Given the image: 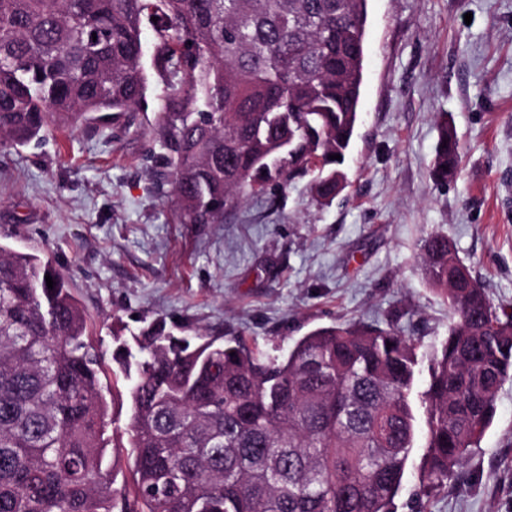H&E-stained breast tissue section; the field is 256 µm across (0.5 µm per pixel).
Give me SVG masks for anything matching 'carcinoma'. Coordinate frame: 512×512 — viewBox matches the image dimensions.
Returning <instances> with one entry per match:
<instances>
[{"label":"carcinoma","instance_id":"carcinoma-1","mask_svg":"<svg viewBox=\"0 0 512 512\" xmlns=\"http://www.w3.org/2000/svg\"><path fill=\"white\" fill-rule=\"evenodd\" d=\"M369 0H0V151L137 112L142 34L171 106L155 113L182 224H221L273 182L336 197L359 112ZM460 164L440 127L430 175ZM419 267L453 321L433 351L421 485L464 465L512 379L498 312L448 236ZM53 279L48 288L45 276ZM421 345L392 324L317 328L271 358L242 337L142 334L105 364L66 276L0 243V512H393L417 435ZM127 397V442L109 399ZM128 447L131 484L115 487Z\"/></svg>","mask_w":512,"mask_h":512}]
</instances>
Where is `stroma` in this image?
Masks as SVG:
<instances>
[{
	"label": "stroma",
	"mask_w": 512,
	"mask_h": 512,
	"mask_svg": "<svg viewBox=\"0 0 512 512\" xmlns=\"http://www.w3.org/2000/svg\"><path fill=\"white\" fill-rule=\"evenodd\" d=\"M146 107L0 151V242L46 250L70 279L105 355L164 322L177 335L245 337L281 355L331 324H394L437 347L448 305L419 244L446 234L498 309L512 310V0H369L360 119L346 188L309 177L249 197L220 224L179 223L154 118L167 89L142 35ZM462 146L457 177L429 171L438 123ZM414 448L395 512H512V380L458 474L427 495Z\"/></svg>",
	"instance_id": "stroma-1"
}]
</instances>
